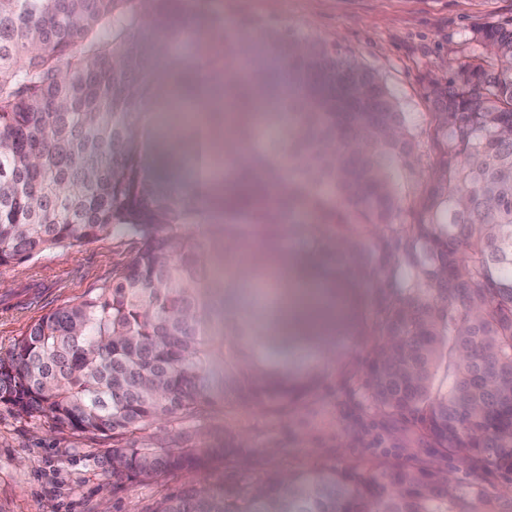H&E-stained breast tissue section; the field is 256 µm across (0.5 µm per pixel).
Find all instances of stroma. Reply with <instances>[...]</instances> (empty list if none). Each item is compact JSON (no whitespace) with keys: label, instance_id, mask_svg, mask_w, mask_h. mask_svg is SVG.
I'll return each instance as SVG.
<instances>
[{"label":"stroma","instance_id":"stroma-1","mask_svg":"<svg viewBox=\"0 0 512 512\" xmlns=\"http://www.w3.org/2000/svg\"><path fill=\"white\" fill-rule=\"evenodd\" d=\"M213 7L229 19L252 18L340 45L380 75L417 130L431 109L430 82L466 60L472 31L512 22V0H215ZM133 249L130 237L107 233L0 266V352L45 313L79 301L119 272ZM319 367L324 378L317 388L276 407L220 402L139 431L140 440L162 437L173 448L195 436L202 460L195 469L119 489L104 457L111 439L62 430L0 403V512H152L157 501L190 485L245 495L277 471L408 463L416 455L462 485L477 482L490 494L505 485L499 472H474L415 442L404 422L366 410L338 364ZM228 441L233 449L226 453Z\"/></svg>","mask_w":512,"mask_h":512}]
</instances>
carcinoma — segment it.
I'll return each mask as SVG.
<instances>
[{
  "instance_id": "carcinoma-1",
  "label": "carcinoma",
  "mask_w": 512,
  "mask_h": 512,
  "mask_svg": "<svg viewBox=\"0 0 512 512\" xmlns=\"http://www.w3.org/2000/svg\"><path fill=\"white\" fill-rule=\"evenodd\" d=\"M166 0H0V266L120 231L136 248L112 279L47 312L0 354V402L76 432L119 438L218 401L275 407L315 386L297 382L288 350L365 346L364 400L475 469L512 475V27L472 31L471 61L430 83L425 138L382 79L338 47L267 30L288 68L272 86L234 46L258 28L210 18L164 24L172 47L202 27L223 39L164 75L140 49ZM224 74L219 118L203 135L182 115L181 164L230 170L224 206V295L243 286L235 258L262 232L311 237L315 312L346 310L293 338L224 303L212 319L201 288L204 244L195 189L148 161L147 118L162 77L193 88ZM408 219L400 220L402 213ZM276 252L250 256L253 277L277 275ZM368 291L373 313L355 304ZM112 484L190 470L193 448L127 439ZM500 495L456 484L425 459L410 464L278 473L249 494L187 486L153 512H499Z\"/></svg>"
}]
</instances>
